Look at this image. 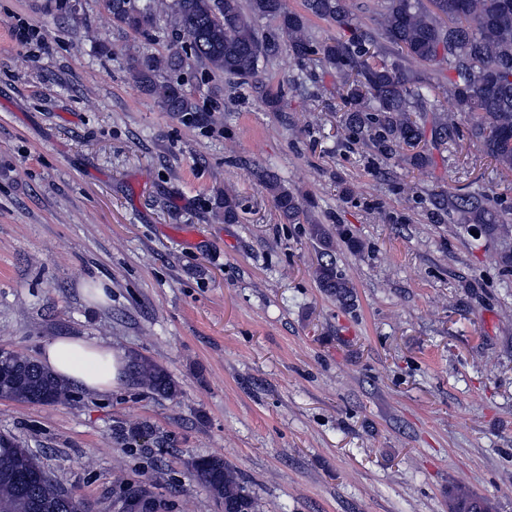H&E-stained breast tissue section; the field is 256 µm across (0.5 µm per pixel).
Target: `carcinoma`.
<instances>
[{
	"instance_id": "1",
	"label": "carcinoma",
	"mask_w": 512,
	"mask_h": 512,
	"mask_svg": "<svg viewBox=\"0 0 512 512\" xmlns=\"http://www.w3.org/2000/svg\"><path fill=\"white\" fill-rule=\"evenodd\" d=\"M113 22L146 34L164 17L175 32L162 51L147 48L128 54V70L136 86L166 112L197 122L209 121L179 76L195 66L254 88L270 111L280 96L267 89L263 67L283 45L301 61H318L336 72L345 90L343 127L349 139L384 156L402 158L413 168L433 163L428 145L456 143L461 126L495 168L512 172V0H379L375 26L356 21L350 0H302L303 11L285 0H106ZM351 32L347 40H313L310 18ZM272 19L276 31L261 36L257 21ZM448 67V84H424L413 64ZM451 108L439 107L440 98ZM259 181L290 224L307 223L325 249L333 241L359 249L341 227L331 236L313 223L299 192L265 170ZM432 218L474 228L488 236L512 240V217L498 198L478 183L463 194L448 192L433 203ZM224 223L239 222V202L229 194L218 200ZM320 287L346 304L349 282L339 270L321 264ZM140 384L169 397L178 394L171 375L160 365L139 359ZM71 397L67 386L31 359L13 351L0 354V398L61 405ZM29 448L0 438V506L8 512H84L60 483L48 477ZM194 477L214 496L224 512H260L258 498L224 458L204 456L193 464ZM451 512H490L488 502L461 490Z\"/></svg>"
}]
</instances>
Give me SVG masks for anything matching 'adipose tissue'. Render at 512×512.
<instances>
[{
  "label": "adipose tissue",
  "instance_id": "ef3b65f1",
  "mask_svg": "<svg viewBox=\"0 0 512 512\" xmlns=\"http://www.w3.org/2000/svg\"><path fill=\"white\" fill-rule=\"evenodd\" d=\"M39 362L59 381L98 394L112 391L127 370L123 351L76 336H61L47 344Z\"/></svg>",
  "mask_w": 512,
  "mask_h": 512
}]
</instances>
